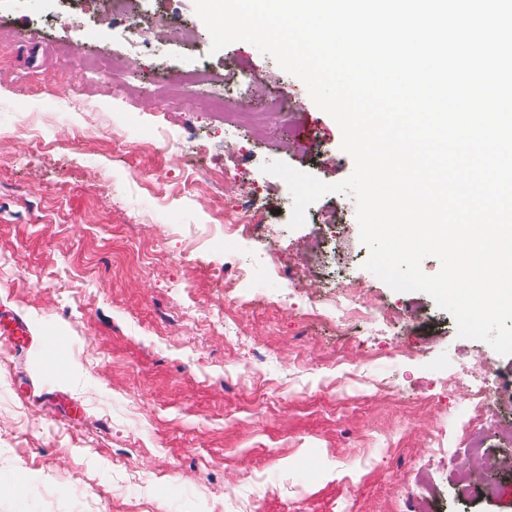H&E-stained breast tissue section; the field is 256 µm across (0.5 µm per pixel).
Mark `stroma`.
I'll list each match as a JSON object with an SVG mask.
<instances>
[{
    "label": "stroma",
    "instance_id": "1",
    "mask_svg": "<svg viewBox=\"0 0 512 512\" xmlns=\"http://www.w3.org/2000/svg\"><path fill=\"white\" fill-rule=\"evenodd\" d=\"M211 46L194 0L121 13L0 0V305L33 335L25 353L0 348V512H406L414 498L423 512H512V447L495 438L486 454L502 468L462 494L468 388H448L479 360L512 402V355L365 269L351 193L290 227L291 193L264 164L343 181L341 130L272 56ZM111 61L119 77L95 73ZM242 63L263 78L244 107L291 98L259 140L209 112L204 88L173 90L204 67L235 79ZM252 196L261 232L225 242V210ZM335 294L399 319L340 327L330 304L303 321L308 297ZM56 339L57 379L44 370Z\"/></svg>",
    "mask_w": 512,
    "mask_h": 512
}]
</instances>
